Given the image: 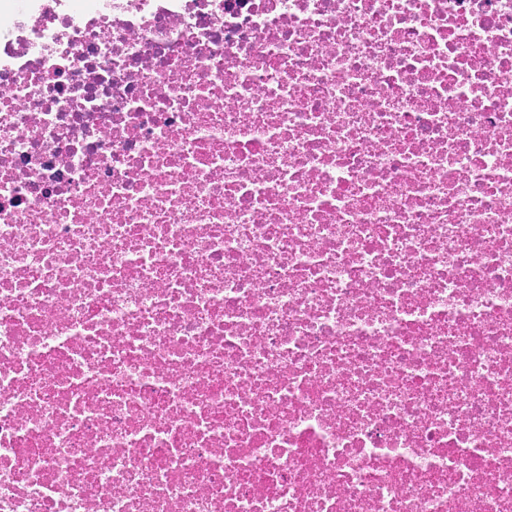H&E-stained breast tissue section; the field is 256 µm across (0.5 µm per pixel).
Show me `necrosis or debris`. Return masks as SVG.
Here are the masks:
<instances>
[{
	"instance_id": "4bbe7bcc",
	"label": "necrosis or debris",
	"mask_w": 512,
	"mask_h": 512,
	"mask_svg": "<svg viewBox=\"0 0 512 512\" xmlns=\"http://www.w3.org/2000/svg\"><path fill=\"white\" fill-rule=\"evenodd\" d=\"M0 512H512V0H0Z\"/></svg>"
}]
</instances>
